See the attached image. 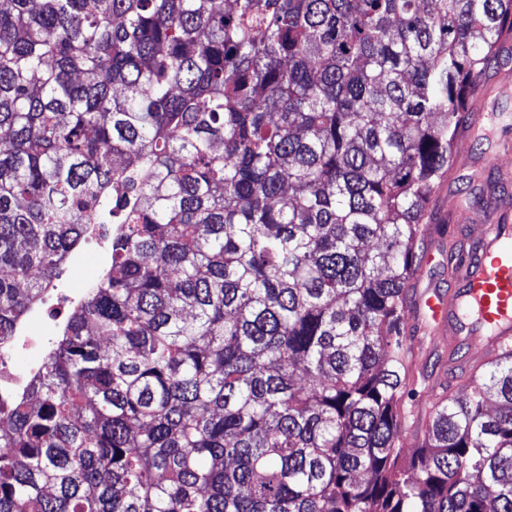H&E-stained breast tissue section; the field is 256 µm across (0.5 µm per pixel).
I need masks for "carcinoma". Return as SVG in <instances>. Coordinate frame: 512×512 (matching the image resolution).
<instances>
[{
  "label": "carcinoma",
  "mask_w": 512,
  "mask_h": 512,
  "mask_svg": "<svg viewBox=\"0 0 512 512\" xmlns=\"http://www.w3.org/2000/svg\"><path fill=\"white\" fill-rule=\"evenodd\" d=\"M510 35L512 0L0 5V342L112 225L0 415V512H512V345L419 411L409 322ZM108 244L104 248H100L95 243V241H89V242L82 243L79 250L81 251L84 249H92V250H97V251L101 252L105 256V260H106L105 267H106V265L108 263ZM99 252H80L78 254L77 261L79 262V264L81 266H89L91 263H94V271L89 277H87L83 280L79 291L74 293L75 297L82 295L85 292L86 288H92L94 285V282L99 277V272L101 269ZM105 267H104L103 271L105 270ZM75 297L72 298V300H74Z\"/></svg>",
  "instance_id": "cac0c4a2"
}]
</instances>
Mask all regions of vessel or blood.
<instances>
[{"label": "vessel or blood", "instance_id": "b4317fda", "mask_svg": "<svg viewBox=\"0 0 512 512\" xmlns=\"http://www.w3.org/2000/svg\"><path fill=\"white\" fill-rule=\"evenodd\" d=\"M459 287L434 291L425 301L433 332L474 337L479 351L512 341V206L482 225L479 244L457 275Z\"/></svg>", "mask_w": 512, "mask_h": 512}]
</instances>
